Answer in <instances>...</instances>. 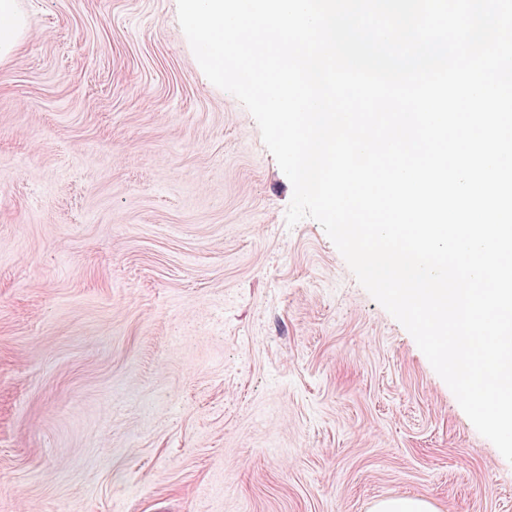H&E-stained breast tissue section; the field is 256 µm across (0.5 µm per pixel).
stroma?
<instances>
[{
    "label": "stroma",
    "instance_id": "35a3bbf8",
    "mask_svg": "<svg viewBox=\"0 0 512 512\" xmlns=\"http://www.w3.org/2000/svg\"><path fill=\"white\" fill-rule=\"evenodd\" d=\"M0 512H512V463L204 75L177 0H16ZM373 512H431V505L418 497H390L379 500Z\"/></svg>",
    "mask_w": 512,
    "mask_h": 512
}]
</instances>
